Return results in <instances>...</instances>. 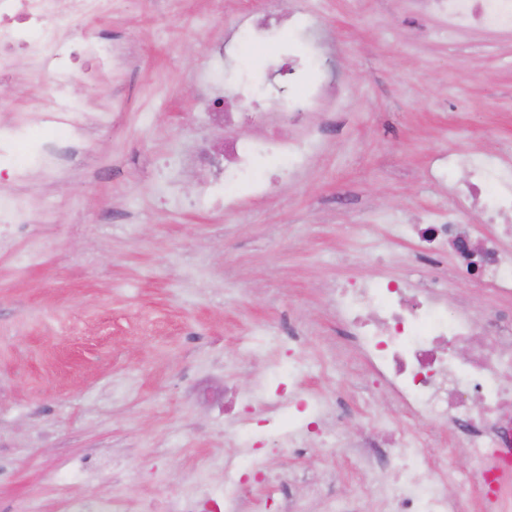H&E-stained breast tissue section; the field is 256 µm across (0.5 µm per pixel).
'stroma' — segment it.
<instances>
[{
	"label": "stroma",
	"mask_w": 512,
	"mask_h": 512,
	"mask_svg": "<svg viewBox=\"0 0 512 512\" xmlns=\"http://www.w3.org/2000/svg\"><path fill=\"white\" fill-rule=\"evenodd\" d=\"M319 22L330 45L338 97L310 122L322 126L309 163L270 194L231 209L190 202L201 179L183 157L205 138H250L243 122L214 127L197 112L207 52L269 0H116L87 18L125 49V65L67 89L90 121L64 167L32 172L0 197L25 193L37 216L0 251V512H63L88 490L120 492L128 512L175 488L214 487L237 457L236 413L224 387L250 393L279 358L246 331L288 318L306 336L292 354L311 390L353 407L308 435L304 456L267 445L263 460L288 478H328L350 496L369 472L353 449L328 457L325 430L350 442L370 416L396 417L344 341L328 293L363 278H444L455 257L418 267L389 225L423 222L447 207L429 178L440 153L494 148L512 156V32L472 29L448 39L445 21L418 0H287ZM274 49L236 55L225 76L266 78ZM39 94L25 58L0 83V127L31 111ZM42 252L28 260L31 243ZM499 299L452 281L448 308L486 318ZM338 371L322 373L325 352Z\"/></svg>",
	"instance_id": "1"
}]
</instances>
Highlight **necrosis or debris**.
Segmentation results:
<instances>
[{"label": "necrosis or debris", "instance_id": "obj_1", "mask_svg": "<svg viewBox=\"0 0 512 512\" xmlns=\"http://www.w3.org/2000/svg\"><path fill=\"white\" fill-rule=\"evenodd\" d=\"M425 10L444 17L449 37L478 25L512 31V0H423ZM112 9V0H0V80L13 76L17 55L33 61L45 82V92L33 113L0 129V159L14 161L15 183H25L29 166L18 157L20 135L31 127L43 132L41 165L58 169L69 149L84 134V116L65 89L76 73L64 65L61 50L80 21ZM332 77L307 89L291 80L276 88L266 111L254 109L248 89H238L236 104L257 125L276 121L282 126L302 123L323 98L334 96ZM320 133L291 140L278 133L225 142L224 171L203 183L195 207H230L235 185L261 196L270 178L257 173L258 160H279L285 172L302 167L310 145ZM430 178L448 190V207L426 216L421 224H396L394 238L415 242L421 256L439 261L446 255L470 252L456 278L479 270L477 284L512 302V249L502 240L512 237V164L493 151H451L437 156ZM467 213L475 223H462ZM32 221L29 200L18 194L0 203V250ZM496 232H483L486 224ZM448 283L434 280L419 287L384 279L336 284L330 301L346 337L375 381L411 422L446 427L461 434L453 448H438L436 438L424 439L402 430L389 418L373 417L364 442L372 449L378 474L376 486H359L354 500L333 495L314 482L306 498L321 503L322 512H358L357 504L376 495L381 512H512V310L477 322L466 310L448 309ZM277 371L264 374L245 400L262 416L274 442L304 455L310 417L334 411L343 419L342 402L331 403L299 385L277 380ZM464 456V466L452 465ZM260 475V489L248 494L242 467L224 468V512H303L298 501L283 497V484L263 460L250 458Z\"/></svg>", "mask_w": 512, "mask_h": 512}]
</instances>
